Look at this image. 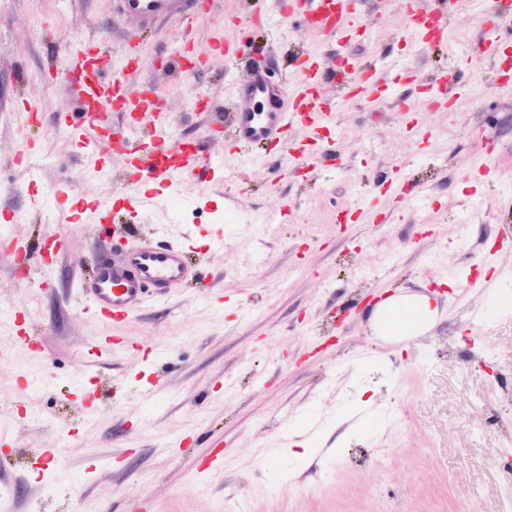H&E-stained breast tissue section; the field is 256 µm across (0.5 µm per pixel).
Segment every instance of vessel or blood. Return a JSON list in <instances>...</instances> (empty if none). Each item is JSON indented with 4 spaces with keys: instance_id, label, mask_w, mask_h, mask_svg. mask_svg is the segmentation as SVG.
Returning a JSON list of instances; mask_svg holds the SVG:
<instances>
[{
    "instance_id": "b4317fda",
    "label": "vessel or blood",
    "mask_w": 512,
    "mask_h": 512,
    "mask_svg": "<svg viewBox=\"0 0 512 512\" xmlns=\"http://www.w3.org/2000/svg\"><path fill=\"white\" fill-rule=\"evenodd\" d=\"M121 17L134 22L137 30L162 27L170 20L192 14L206 17L212 12L211 0H117ZM488 22L480 40L468 57L457 60L453 70L445 72L441 81L455 89L460 70L470 68L476 60H500L508 51L499 31L502 24L512 22V12L503 8L501 0H477ZM281 20L297 19L308 30L328 39H342L357 28L358 11L352 0H280ZM404 24L419 49L447 44L448 11L416 6L405 11ZM210 54L224 57L245 69V77L227 84L225 101L204 98L203 112H224L232 129V143L226 151L238 158V146L258 145L271 155L290 158L305 164V146L288 140L286 132L293 124L305 123L313 129L331 128L335 103L322 101L319 83L340 77L344 98L358 97L366 84L379 81L380 69L347 63L343 69L325 66L316 53L303 55L299 67L304 81L295 86L276 84L270 74L278 57L269 51L249 54L243 45L214 42ZM67 77L62 86L64 108L60 119L78 113L80 126L94 131L93 150L111 151L120 144V153L129 157L126 212L136 217L150 202L153 193L170 189L176 180L202 184L224 177L221 164L203 153L197 140L170 141L163 124L150 129L148 140L139 131L149 117L162 116L160 98H150L145 87L130 88L127 80L141 72L142 61L128 51L119 55L99 54L95 44L82 43L66 57ZM147 127V126H146ZM57 210L67 212L68 221L82 224L87 214L98 213L100 221H108L97 198L71 201L68 190L55 197ZM193 235L171 241L156 235L132 241L116 234L98 232L91 242L95 265L89 278L79 281V289L89 303L93 316L105 323H119L142 313L150 302L174 296L195 278L187 255L195 247Z\"/></svg>"
}]
</instances>
